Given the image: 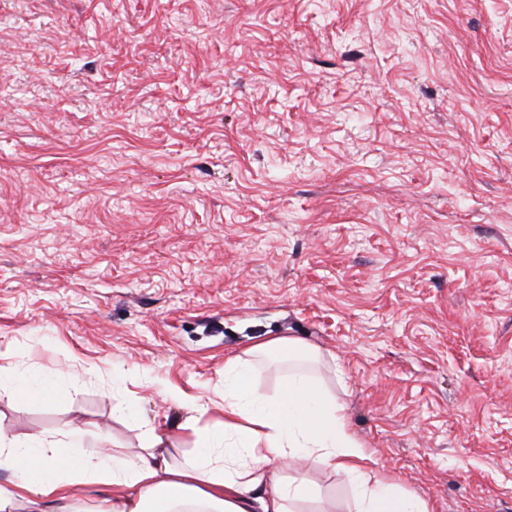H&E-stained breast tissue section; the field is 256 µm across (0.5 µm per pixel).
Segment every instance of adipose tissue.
Instances as JSON below:
<instances>
[{
	"instance_id": "adipose-tissue-1",
	"label": "adipose tissue",
	"mask_w": 512,
	"mask_h": 512,
	"mask_svg": "<svg viewBox=\"0 0 512 512\" xmlns=\"http://www.w3.org/2000/svg\"><path fill=\"white\" fill-rule=\"evenodd\" d=\"M300 355L317 348L276 337L224 361L223 421L203 426L207 406L176 390L170 399L189 412L181 431L193 446L174 456V434L147 423L140 453L115 456L87 447L80 429L19 437L0 432V512H76L74 489L100 486L105 512H299L321 500L308 472L344 475L352 512H430L427 501L379 477L334 394L304 372L289 374L273 399L251 389L250 359ZM79 388V375L41 367L0 365V394L43 400L59 385Z\"/></svg>"
}]
</instances>
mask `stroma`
<instances>
[{"label": "stroma", "mask_w": 512, "mask_h": 512, "mask_svg": "<svg viewBox=\"0 0 512 512\" xmlns=\"http://www.w3.org/2000/svg\"><path fill=\"white\" fill-rule=\"evenodd\" d=\"M272 336L380 476L512 512V0H0V431L132 455ZM81 382L78 374L69 372L50 373L41 367L19 366L12 362L0 365V395L45 400L52 388L65 384L76 391Z\"/></svg>", "instance_id": "stroma-1"}]
</instances>
